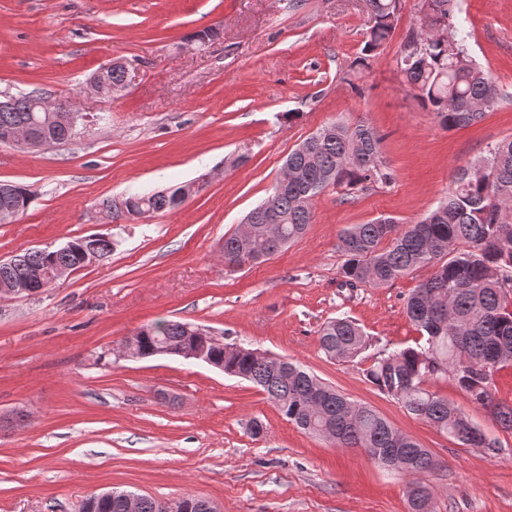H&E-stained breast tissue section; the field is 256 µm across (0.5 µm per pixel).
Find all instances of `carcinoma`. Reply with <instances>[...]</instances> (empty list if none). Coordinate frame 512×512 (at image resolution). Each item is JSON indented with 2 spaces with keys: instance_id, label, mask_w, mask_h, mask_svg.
Returning <instances> with one entry per match:
<instances>
[{
  "instance_id": "carcinoma-1",
  "label": "carcinoma",
  "mask_w": 512,
  "mask_h": 512,
  "mask_svg": "<svg viewBox=\"0 0 512 512\" xmlns=\"http://www.w3.org/2000/svg\"><path fill=\"white\" fill-rule=\"evenodd\" d=\"M448 4L444 37L434 30L437 21H424L408 38L419 45L416 56L397 60V70L419 105L434 112L445 129L471 125L499 99L496 83L469 55L470 32ZM373 18L364 46L378 51L396 28L401 0H367ZM33 93L11 96L0 107V128L23 127L45 116L33 111ZM382 137L366 122H333L320 128L318 139H305L285 159L298 172L277 197L280 224L271 238H249L235 231L224 236V259L244 267L262 262L260 255H276L299 240L312 221L313 201L325 188L373 182L388 183L392 173L381 153ZM0 209L20 214L30 194L18 184L0 185ZM181 187L124 197L125 209L114 221L134 223L148 214L178 208ZM66 253L32 250L20 263L0 266V284L14 285L57 263L83 266L85 250L107 258L112 239L100 234L69 241ZM345 257L340 267L345 287H384L413 270L428 266L432 274L406 300L408 318L417 326L416 347L385 351L363 370L380 391L400 401L416 418L455 439L479 428L467 415L430 389L432 381L451 378L470 402L489 410L501 428L512 433V406L493 395L495 372L512 365V139L497 143L479 160L454 172L453 188L422 221L400 224L380 216L367 224H353L338 238ZM186 323L142 326L137 341L145 357L161 346L178 349L187 344ZM321 351L330 359L357 357L366 347L361 327L346 317L324 323L318 331ZM209 351L224 365V373L243 378L262 389L280 413L298 428L323 436L346 448H372V457L410 477L408 498L432 502L429 489L414 476L436 466L430 453L413 438L396 430L373 409L357 404L298 363L285 362L280 376L270 373L267 360L251 348L234 349L210 341Z\"/></svg>"
}]
</instances>
